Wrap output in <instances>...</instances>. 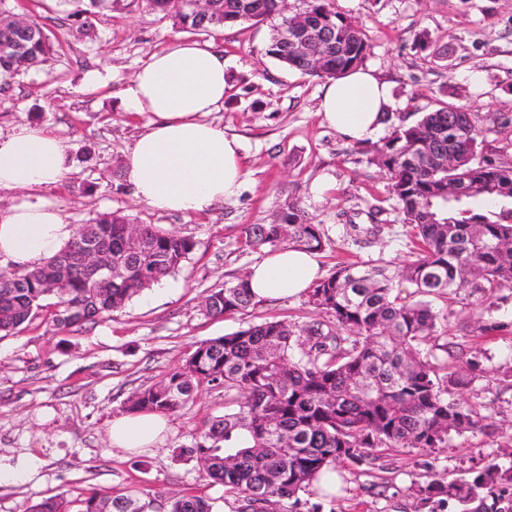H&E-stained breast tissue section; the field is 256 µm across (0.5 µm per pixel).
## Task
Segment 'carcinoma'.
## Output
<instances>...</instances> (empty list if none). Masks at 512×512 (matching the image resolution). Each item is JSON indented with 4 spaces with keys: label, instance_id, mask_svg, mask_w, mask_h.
I'll return each mask as SVG.
<instances>
[{
    "label": "carcinoma",
    "instance_id": "1",
    "mask_svg": "<svg viewBox=\"0 0 512 512\" xmlns=\"http://www.w3.org/2000/svg\"><path fill=\"white\" fill-rule=\"evenodd\" d=\"M146 8L170 17L182 30L208 34L228 25L254 21L276 28L286 21L281 0H209L201 10L173 9L171 0H142ZM309 49L322 60L285 48L272 37L266 53L288 68L320 78H338L363 66L371 44L363 29L337 11L334 0H304ZM119 0H85L70 13L78 27L91 16L112 11ZM0 0V76L37 67L54 52V42L33 18L18 29L16 13ZM478 113L446 103L413 122L402 118L371 162L389 175V198L413 225L421 253L394 272L372 265L346 264L316 280L308 304L334 324L315 322L298 328L266 321L201 343L161 382L135 392L129 410L174 412L198 391L224 388L237 411L209 421L189 452L224 495L240 502L237 512H272L288 500L292 512L315 493L323 468L351 463L371 470L386 451L418 448L435 452L455 436L487 435L495 430L482 406L449 397V388H466L483 377L484 354L470 352L465 366L449 370L433 359L427 345L438 340L439 314L432 301L468 291L489 295L512 284V251L500 250L512 238V209L491 221L471 202L512 203V167L484 154ZM429 151L452 154V170L416 157ZM464 196L448 199V183ZM117 213L104 214L78 227L72 240L42 265L0 276V334L11 335L56 298L50 313L57 329L81 326L122 309L143 289L178 271L196 242L155 224L140 225L152 248L122 262L121 272L97 285L82 268L79 244L93 240L121 252L126 225ZM246 245L277 250L295 244L322 248L320 226L290 202L273 224H249ZM414 288L418 299L395 292L396 282ZM254 304L245 276L224 283L206 297L203 313L211 317L239 313ZM412 492L426 512H444L449 501L461 512H512V466L490 463L470 470L468 480L450 482L434 468ZM28 512H151V502L136 494L114 496L93 491L80 500L44 499ZM168 512H212L196 495H183Z\"/></svg>",
    "mask_w": 512,
    "mask_h": 512
}]
</instances>
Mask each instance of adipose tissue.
Listing matches in <instances>:
<instances>
[{
	"label": "adipose tissue",
	"instance_id": "obj_1",
	"mask_svg": "<svg viewBox=\"0 0 512 512\" xmlns=\"http://www.w3.org/2000/svg\"><path fill=\"white\" fill-rule=\"evenodd\" d=\"M227 82L220 51L179 36L139 66L123 91L126 111L149 116L125 162L139 200L198 215L240 194L242 145L208 119L223 108ZM391 104L388 85L361 67L324 85L319 110L347 141L363 142L377 135ZM67 153L64 139L39 126L0 136V190L29 193L0 211V258L31 269L72 238V225L44 196L66 178ZM317 278L313 252L287 246L254 264L248 285L258 300L292 298ZM167 425L161 413L143 410L113 417L108 433L113 447L140 453L163 440Z\"/></svg>",
	"mask_w": 512,
	"mask_h": 512
}]
</instances>
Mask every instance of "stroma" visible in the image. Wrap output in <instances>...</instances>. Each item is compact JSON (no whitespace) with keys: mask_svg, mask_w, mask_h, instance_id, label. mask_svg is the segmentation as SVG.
<instances>
[{"mask_svg":"<svg viewBox=\"0 0 512 512\" xmlns=\"http://www.w3.org/2000/svg\"><path fill=\"white\" fill-rule=\"evenodd\" d=\"M5 6L42 23L55 50L45 65L0 81V134L42 126L67 140L72 172L47 192L67 222L77 226L118 211L197 246L179 272L97 322L57 330L43 310L18 333L0 336V512H28L42 499L74 500L96 489L135 492L161 505L188 493L212 503L213 512H236L234 498L188 454L206 423L230 411L223 389L202 390L169 413L163 443L140 454L112 446V418L201 342L267 320L300 327L321 320L303 296L260 301L223 317L202 313L206 295L263 259L245 246L246 225L273 223L288 202H300L323 234L315 254L323 278L344 262L401 268L419 251L413 229L390 208L370 217V206L387 195L385 173L365 146L323 123V79L267 55L269 24L245 22L206 37L223 53L229 76L224 107L211 118L240 137L247 181L237 198L196 216L139 201L124 169L147 118L124 111L122 91L141 63L178 34L172 20L140 0H123L80 31L65 0ZM335 8L367 34L365 65L390 84L392 115L412 121L442 101L467 106L482 117L491 157L512 165V0H335ZM422 35L438 58L418 48ZM101 68L112 71V84L85 93V72ZM319 183L324 193L315 192ZM433 305L450 341L487 357V377L452 395L486 405L496 433L454 437L432 455L389 451L370 471L342 466L346 490L322 499L323 512H421L411 486L425 464L451 480L491 462L512 464V284L488 298L462 292Z\"/></svg>","mask_w":512,"mask_h":512,"instance_id":"1","label":"stroma"}]
</instances>
